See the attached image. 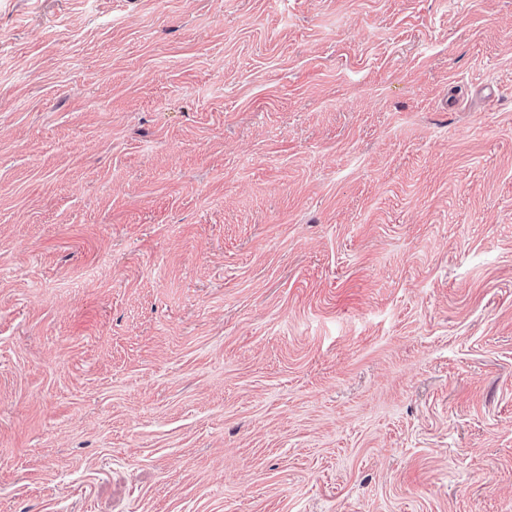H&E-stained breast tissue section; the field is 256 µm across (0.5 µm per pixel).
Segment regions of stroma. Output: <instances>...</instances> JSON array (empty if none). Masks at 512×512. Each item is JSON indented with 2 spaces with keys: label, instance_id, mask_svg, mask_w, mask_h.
<instances>
[{
  "label": "stroma",
  "instance_id": "obj_1",
  "mask_svg": "<svg viewBox=\"0 0 512 512\" xmlns=\"http://www.w3.org/2000/svg\"><path fill=\"white\" fill-rule=\"evenodd\" d=\"M0 512H512V0H0Z\"/></svg>",
  "mask_w": 512,
  "mask_h": 512
}]
</instances>
